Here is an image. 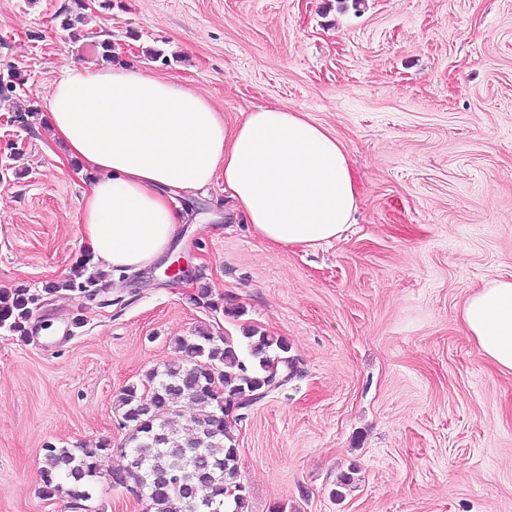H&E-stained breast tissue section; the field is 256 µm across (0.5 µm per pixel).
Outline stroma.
<instances>
[{"label":"stroma","instance_id":"1","mask_svg":"<svg viewBox=\"0 0 512 512\" xmlns=\"http://www.w3.org/2000/svg\"><path fill=\"white\" fill-rule=\"evenodd\" d=\"M105 42L229 119L279 106L334 130L355 224L272 247L223 218L219 179L192 205L220 221L102 273L80 230L87 181L40 112L62 67H104ZM14 69L39 113L0 106V291L39 302L25 337L0 330V512H70L39 492L43 448L119 445L124 386L181 363L196 329L247 327L286 339L301 374L236 425L245 512H512V375L458 323L512 276V0H0V74ZM178 258L184 278H166ZM91 277L109 292L66 287ZM121 464L98 458L88 512H146L111 485Z\"/></svg>","mask_w":512,"mask_h":512}]
</instances>
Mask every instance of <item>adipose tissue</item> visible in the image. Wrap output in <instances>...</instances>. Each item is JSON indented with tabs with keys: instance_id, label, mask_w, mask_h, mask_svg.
Wrapping results in <instances>:
<instances>
[{
	"instance_id": "adipose-tissue-1",
	"label": "adipose tissue",
	"mask_w": 512,
	"mask_h": 512,
	"mask_svg": "<svg viewBox=\"0 0 512 512\" xmlns=\"http://www.w3.org/2000/svg\"><path fill=\"white\" fill-rule=\"evenodd\" d=\"M45 122L91 175L82 230L95 261L136 272L166 254L189 218L182 201L223 179L232 211L269 245L339 239L358 211L351 159L303 112L258 107L228 122L192 87L122 68L64 67ZM460 321L482 356L512 374V279L466 297Z\"/></svg>"
}]
</instances>
